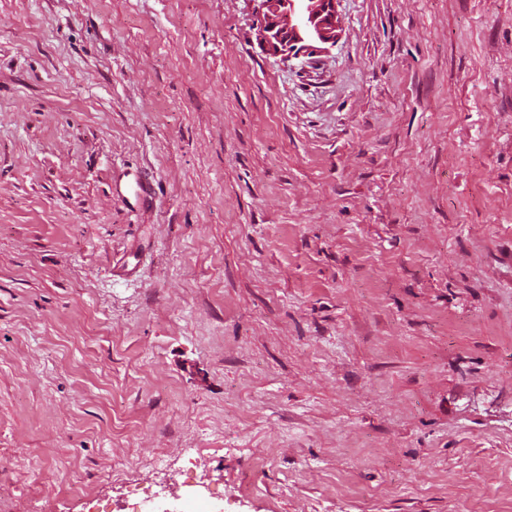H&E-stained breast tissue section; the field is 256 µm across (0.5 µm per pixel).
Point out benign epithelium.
I'll return each instance as SVG.
<instances>
[{
	"label": "benign epithelium",
	"instance_id": "1",
	"mask_svg": "<svg viewBox=\"0 0 512 512\" xmlns=\"http://www.w3.org/2000/svg\"><path fill=\"white\" fill-rule=\"evenodd\" d=\"M256 40L263 51L283 60L313 58L341 37L338 0H252Z\"/></svg>",
	"mask_w": 512,
	"mask_h": 512
}]
</instances>
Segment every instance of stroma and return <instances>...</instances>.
Wrapping results in <instances>:
<instances>
[{"label":"stroma","mask_w":512,"mask_h":512,"mask_svg":"<svg viewBox=\"0 0 512 512\" xmlns=\"http://www.w3.org/2000/svg\"><path fill=\"white\" fill-rule=\"evenodd\" d=\"M0 0V507L512 512V0ZM256 40L270 56L289 61L325 53L341 37L338 0H250Z\"/></svg>","instance_id":"stroma-1"}]
</instances>
